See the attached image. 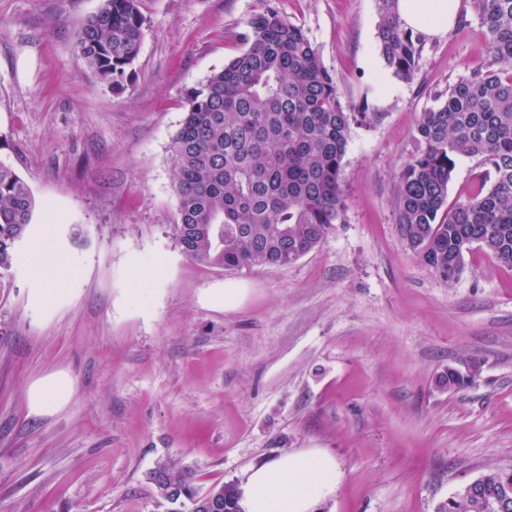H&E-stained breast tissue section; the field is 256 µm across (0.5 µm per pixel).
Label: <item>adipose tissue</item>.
I'll return each instance as SVG.
<instances>
[{
  "label": "adipose tissue",
  "mask_w": 512,
  "mask_h": 512,
  "mask_svg": "<svg viewBox=\"0 0 512 512\" xmlns=\"http://www.w3.org/2000/svg\"><path fill=\"white\" fill-rule=\"evenodd\" d=\"M459 0H398L404 26L431 37L446 33L454 23ZM73 394L67 373L56 372L36 381L28 391L32 414L48 415L65 407ZM339 473L334 458L298 451L249 469L241 485L243 512H313L336 492Z\"/></svg>",
  "instance_id": "adipose-tissue-1"
}]
</instances>
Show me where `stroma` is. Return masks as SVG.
Here are the masks:
<instances>
[{
    "label": "stroma",
    "instance_id": "1",
    "mask_svg": "<svg viewBox=\"0 0 512 512\" xmlns=\"http://www.w3.org/2000/svg\"><path fill=\"white\" fill-rule=\"evenodd\" d=\"M272 2L374 117L351 131L343 223L293 265L224 271L173 235L170 145L187 89L242 51L259 0H139L120 93L73 52L101 0H0V161L36 200L0 270V512H171L148 478L166 457L203 492L328 453L341 481L315 512H436L512 466V270L476 249L447 285L402 246L393 209L420 113L487 61L472 0L409 82L379 55L375 0ZM42 247L59 261L49 283L26 260ZM464 357L482 361L477 383L439 388ZM60 370L70 403L30 414L29 385Z\"/></svg>",
    "mask_w": 512,
    "mask_h": 512
}]
</instances>
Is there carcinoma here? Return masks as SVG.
Here are the masks:
<instances>
[{
    "label": "carcinoma",
    "instance_id": "1",
    "mask_svg": "<svg viewBox=\"0 0 512 512\" xmlns=\"http://www.w3.org/2000/svg\"><path fill=\"white\" fill-rule=\"evenodd\" d=\"M397 2L376 0L378 50L392 74L409 82L425 36L404 27ZM473 7L486 29L488 61L419 115L393 199L402 245L450 286L474 246L512 270V0H473ZM144 25L138 0H102L76 32L73 51L85 71L121 90ZM240 39L244 49L186 93L170 146L178 198L173 232L183 253L205 267L287 266L342 222L351 128L368 124L372 113L345 101L303 29L270 0ZM461 157L474 160L477 172L450 205L448 185ZM34 209L29 185L0 163V269L11 268ZM482 367L464 359L436 384L464 390ZM508 477L512 469L487 470L474 497L453 494L442 512H495ZM149 480L170 504L190 501V512H242L235 481L211 487L214 505L195 501L190 465L160 459Z\"/></svg>",
    "mask_w": 512,
    "mask_h": 512
}]
</instances>
